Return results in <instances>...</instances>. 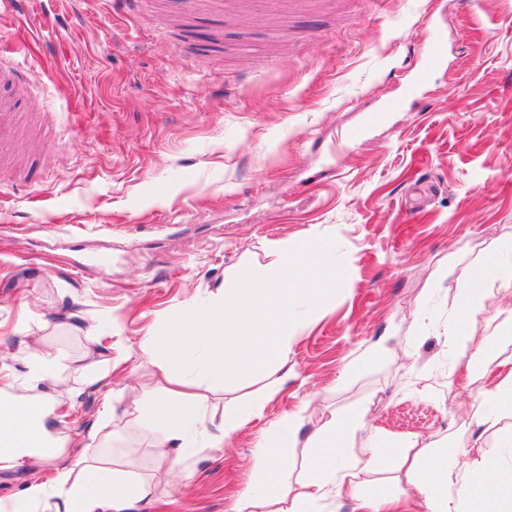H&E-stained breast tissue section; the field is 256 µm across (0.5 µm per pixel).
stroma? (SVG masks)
Returning <instances> with one entry per match:
<instances>
[{
  "label": "stroma",
  "instance_id": "1",
  "mask_svg": "<svg viewBox=\"0 0 512 512\" xmlns=\"http://www.w3.org/2000/svg\"><path fill=\"white\" fill-rule=\"evenodd\" d=\"M436 31L447 63L413 93L403 61ZM1 51L56 133L23 147L33 183L0 167V369L22 382L25 350L58 357L61 426L153 486L133 512H233L265 430L303 405L306 431L362 409L387 444L464 426L468 456L512 466V418L477 424L485 380L446 339L458 285L512 250V0H142L137 18L27 0L0 11ZM319 236L344 269L292 347L295 380L270 399L262 380L201 386L215 414L261 399L264 417L163 476L124 416L159 379L133 352L270 243ZM382 336L391 354H370Z\"/></svg>",
  "mask_w": 512,
  "mask_h": 512
}]
</instances>
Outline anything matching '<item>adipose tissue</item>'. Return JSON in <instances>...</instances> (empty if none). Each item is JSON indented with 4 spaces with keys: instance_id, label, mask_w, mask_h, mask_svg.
Returning <instances> with one entry per match:
<instances>
[{
    "instance_id": "1",
    "label": "adipose tissue",
    "mask_w": 512,
    "mask_h": 512,
    "mask_svg": "<svg viewBox=\"0 0 512 512\" xmlns=\"http://www.w3.org/2000/svg\"><path fill=\"white\" fill-rule=\"evenodd\" d=\"M270 261L239 272L204 301H186L162 333L146 337L141 357L155 366L163 383L149 402L133 400L130 413L153 432L152 446L168 470H182L196 448L229 446L235 434L261 417L263 403L215 421L199 381L220 387L240 377H260L288 367L292 342L302 319H315L340 278L336 249L325 241L272 244ZM490 273H477L455 294L458 313L477 320L497 310L512 292V262L490 261ZM24 382L0 381V470L50 467V481L32 480L0 512H125L148 499L150 484L139 475L103 465L101 443L72 444L55 422L56 397L43 388L54 379L56 363L45 355L24 356ZM469 412L486 427L512 417V367L486 383ZM305 411L282 416L269 427L255 457L253 476L237 494L233 512H310L334 496L350 500L354 512H512V478L491 479L499 463L491 457L463 462L454 479L449 448L468 447L472 435L461 427L447 445L408 436L382 448L365 431V413L332 417L303 435ZM304 440L311 456L300 480L301 493L289 495L295 469L286 441ZM382 466L403 472L415 489L405 496L363 495L360 476Z\"/></svg>"
}]
</instances>
